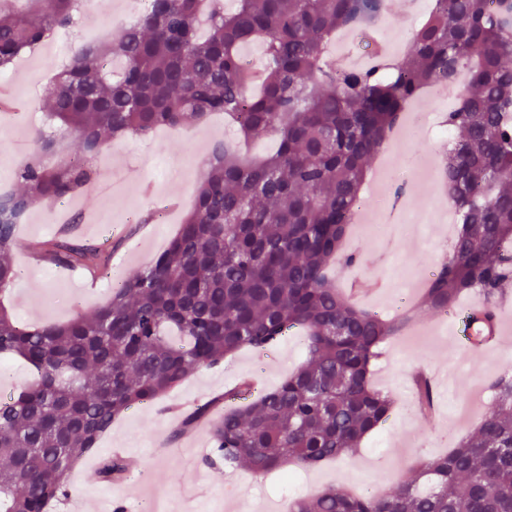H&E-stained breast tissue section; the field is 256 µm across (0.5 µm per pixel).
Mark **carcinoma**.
I'll return each instance as SVG.
<instances>
[{
    "label": "carcinoma",
    "mask_w": 512,
    "mask_h": 512,
    "mask_svg": "<svg viewBox=\"0 0 512 512\" xmlns=\"http://www.w3.org/2000/svg\"><path fill=\"white\" fill-rule=\"evenodd\" d=\"M36 12L0 9V69L52 32L71 26L83 0H40ZM149 0L110 43L81 44L49 90L47 130L15 171L20 189L0 194V294L16 278V227L32 209L62 202L92 182L89 159L108 137L203 123L222 112L250 140L274 150L245 160L212 150L193 209L152 264L123 279L92 316L24 323L0 306V355L23 360L33 380L0 401V512H48L71 472L112 423L156 403L191 374L248 348L262 353L293 330L307 359L279 386L211 418L209 401L183 423L210 422L213 457L254 472L313 468L354 454L384 424L396 399L372 387L377 349L424 314H446L479 296V323L495 318L512 284V0H434L398 58L365 68L325 57L331 37L364 31L388 0ZM206 14L210 33L198 35ZM260 41L254 82L240 49ZM469 71L444 122L458 133L441 166L461 219L422 294L389 319L340 291L332 264L361 200L368 162L400 114L427 86ZM74 157L54 165L57 139ZM41 259L92 276L110 252L71 235ZM422 416L434 405L414 377ZM494 408L447 454L418 458L417 479L382 496L329 488L292 512H512V368L490 383ZM120 456L101 474H123Z\"/></svg>",
    "instance_id": "carcinoma-1"
}]
</instances>
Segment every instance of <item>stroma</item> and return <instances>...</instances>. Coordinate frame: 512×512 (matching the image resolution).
I'll list each match as a JSON object with an SVG mask.
<instances>
[{"label":"stroma","mask_w":512,"mask_h":512,"mask_svg":"<svg viewBox=\"0 0 512 512\" xmlns=\"http://www.w3.org/2000/svg\"><path fill=\"white\" fill-rule=\"evenodd\" d=\"M391 2L393 17L377 23L371 37L338 33L333 40L338 50L363 51L372 37L407 50L413 29L426 14L408 12L402 0ZM130 9V0H93L97 27L79 25L58 31L51 45L24 52L11 69L0 71V82L22 86L24 98L20 109L0 111L1 189L13 186L17 164L34 152L33 133L49 108L48 87L70 60L76 40L110 41ZM234 137L233 127L216 115L201 125L162 128L149 137L104 144L92 165L99 175L115 177L119 193L107 197L79 194L30 213L27 222L16 229L18 273L5 301L9 311L27 323L93 314L121 278L146 267L167 247L193 202L212 148ZM441 154V143L430 124L424 123L412 139L388 142L385 152L370 161V175L391 172L404 185L411 221L403 231L374 234L369 222L395 199L363 194L366 222L351 225L346 241L359 262L340 274L345 286L354 280L379 282L374 293L360 297L362 307L395 316L398 308L392 298L397 288L415 285L417 274L430 271L442 259L448 243L439 225L431 221L433 191L427 177L439 166ZM151 208L159 210V223L130 227V219ZM70 220L75 223V236L81 239L118 242L107 275L94 278L39 260L38 251L55 237L60 223ZM450 341L445 316L426 315L384 344L373 366L372 382L397 400L389 420L354 455L296 471L290 478L278 472L258 474L242 464H210L207 422H198L187 432L181 429L183 406H199L244 380L253 381L262 391L274 388L306 358L305 343L295 333L263 355L240 350L221 365L200 369L155 406L132 410L113 424L97 452L84 456L71 473L68 496L52 503L49 512H102L116 500L127 512H138L142 498L152 490L168 496L173 512H269V504L281 497H308L331 485L354 492L365 479L378 480L379 491H387L413 479L410 464L414 459L446 453L459 436L473 433L492 405L490 382L503 367L512 366V338H503L498 349L477 354L461 365L449 353ZM419 372L454 373L460 386L456 392L436 390V414L429 422L410 410L413 377ZM114 447L139 457L141 466L108 482L100 475V461Z\"/></svg>","instance_id":"35a3bbf8"}]
</instances>
